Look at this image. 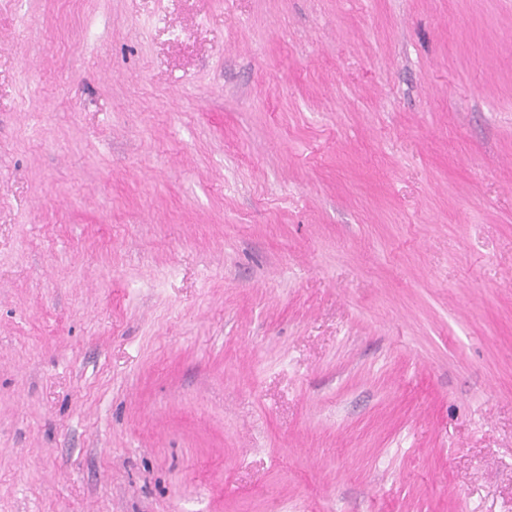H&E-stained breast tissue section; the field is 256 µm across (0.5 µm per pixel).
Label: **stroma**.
Wrapping results in <instances>:
<instances>
[{
  "label": "stroma",
  "instance_id": "35a3bbf8",
  "mask_svg": "<svg viewBox=\"0 0 512 512\" xmlns=\"http://www.w3.org/2000/svg\"><path fill=\"white\" fill-rule=\"evenodd\" d=\"M0 512H512V0H0Z\"/></svg>",
  "mask_w": 512,
  "mask_h": 512
}]
</instances>
